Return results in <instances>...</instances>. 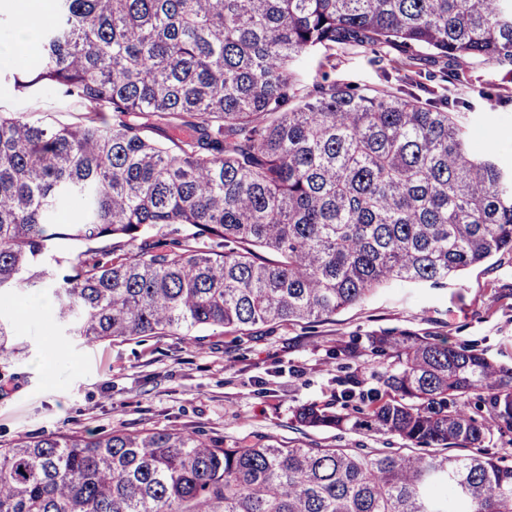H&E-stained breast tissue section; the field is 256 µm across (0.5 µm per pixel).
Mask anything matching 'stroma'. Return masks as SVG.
Instances as JSON below:
<instances>
[{
	"label": "stroma",
	"instance_id": "1",
	"mask_svg": "<svg viewBox=\"0 0 512 512\" xmlns=\"http://www.w3.org/2000/svg\"><path fill=\"white\" fill-rule=\"evenodd\" d=\"M0 61V110L36 112L47 121L76 122L85 107L44 90L14 91ZM442 59L418 52L406 60L385 48L382 61L355 49L337 51L333 63L313 55L299 67L306 82L321 76L359 90L408 89L420 80L438 93L491 113L499 136L512 138V70L471 63L470 81H442ZM48 304L13 305L18 348L0 353V447L41 435H106L117 429L193 431L223 437L226 445L263 433L285 447L310 444L400 447L398 438L367 437L297 424L295 407L328 402L345 383L373 387L366 368L371 337L410 331L468 344L512 365V255L469 268L446 287L391 286L331 320L253 327L248 336L226 334L192 342L179 336H142L86 344L55 336Z\"/></svg>",
	"mask_w": 512,
	"mask_h": 512
}]
</instances>
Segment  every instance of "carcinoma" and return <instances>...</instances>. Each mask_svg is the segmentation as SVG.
Masks as SVG:
<instances>
[{
    "label": "carcinoma",
    "instance_id": "carcinoma-1",
    "mask_svg": "<svg viewBox=\"0 0 512 512\" xmlns=\"http://www.w3.org/2000/svg\"><path fill=\"white\" fill-rule=\"evenodd\" d=\"M14 88L93 106L0 111V296L52 299L86 343L320 323L391 285L442 287L512 253V140L388 89L298 66L323 50L423 49L467 79L512 66V0H55ZM73 242L67 259L50 256ZM0 310V351L16 338ZM382 389L310 403L308 428L408 451L235 446L167 429L0 448V512H512V367L406 331L372 340ZM431 448L433 453L416 452Z\"/></svg>",
    "mask_w": 512,
    "mask_h": 512
}]
</instances>
